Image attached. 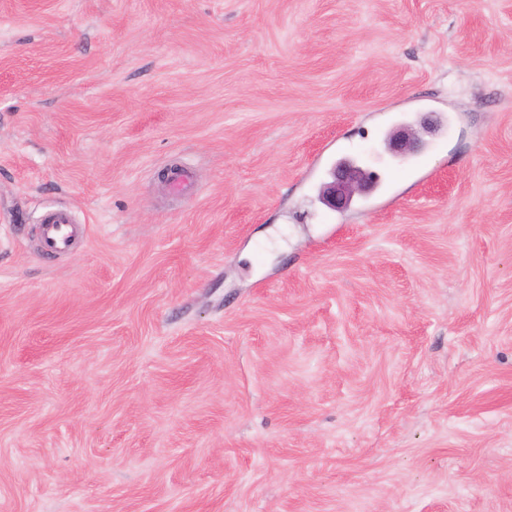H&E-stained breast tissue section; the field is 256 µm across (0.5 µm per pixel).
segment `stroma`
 Wrapping results in <instances>:
<instances>
[{
	"label": "stroma",
	"mask_w": 512,
	"mask_h": 512,
	"mask_svg": "<svg viewBox=\"0 0 512 512\" xmlns=\"http://www.w3.org/2000/svg\"><path fill=\"white\" fill-rule=\"evenodd\" d=\"M0 512H512V0H0ZM386 149L394 158H404L419 149L418 138L412 129L403 128L394 131L386 140ZM332 181L322 189L324 204L333 210L351 205L356 195L371 192L377 184V175L353 160H343L332 170ZM40 224V237L47 254L69 250L79 232L71 212L65 209H48Z\"/></svg>",
	"instance_id": "obj_1"
}]
</instances>
